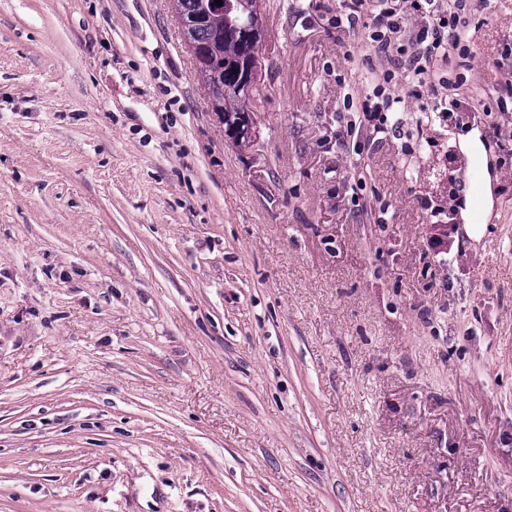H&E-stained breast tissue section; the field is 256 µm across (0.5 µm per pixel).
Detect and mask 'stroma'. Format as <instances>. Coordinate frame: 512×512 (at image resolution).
<instances>
[{
  "mask_svg": "<svg viewBox=\"0 0 512 512\" xmlns=\"http://www.w3.org/2000/svg\"><path fill=\"white\" fill-rule=\"evenodd\" d=\"M341 9L241 149L173 0H0V512H512V0L386 138Z\"/></svg>",
  "mask_w": 512,
  "mask_h": 512,
  "instance_id": "obj_1",
  "label": "stroma"
}]
</instances>
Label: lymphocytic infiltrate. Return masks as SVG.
<instances>
[{"label": "lymphocytic infiltrate", "instance_id": "1", "mask_svg": "<svg viewBox=\"0 0 512 512\" xmlns=\"http://www.w3.org/2000/svg\"><path fill=\"white\" fill-rule=\"evenodd\" d=\"M468 0H410L409 8L394 5L393 0H344L343 9L335 18L337 27L352 31L365 30L377 50L395 57L403 76L410 84V94L419 98L427 84V71L422 57L433 56L451 62L455 51L468 43L470 21ZM424 20L415 41L422 47L416 54L407 53L400 42L410 16Z\"/></svg>", "mask_w": 512, "mask_h": 512}]
</instances>
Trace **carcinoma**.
I'll use <instances>...</instances> for the list:
<instances>
[{
	"mask_svg": "<svg viewBox=\"0 0 512 512\" xmlns=\"http://www.w3.org/2000/svg\"><path fill=\"white\" fill-rule=\"evenodd\" d=\"M178 17L187 23L184 38L204 56L199 73L208 86L210 98L224 103L227 112L244 111L239 100L241 61L240 46L224 35V10L215 0H174ZM240 26L263 28L261 14L242 4L233 16Z\"/></svg>",
	"mask_w": 512,
	"mask_h": 512,
	"instance_id": "1",
	"label": "carcinoma"
}]
</instances>
